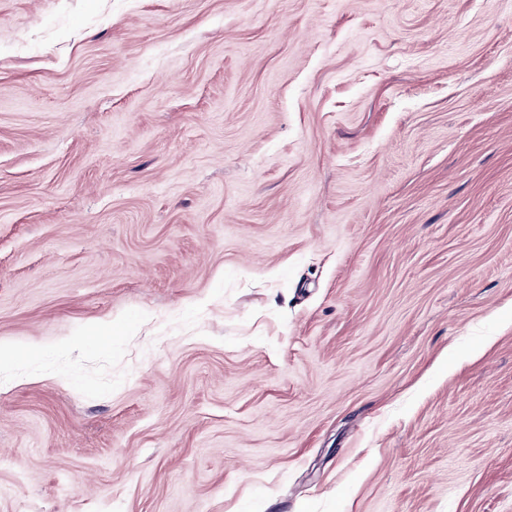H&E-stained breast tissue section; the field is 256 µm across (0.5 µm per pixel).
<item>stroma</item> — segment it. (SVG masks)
Wrapping results in <instances>:
<instances>
[{
    "instance_id": "obj_1",
    "label": "stroma",
    "mask_w": 512,
    "mask_h": 512,
    "mask_svg": "<svg viewBox=\"0 0 512 512\" xmlns=\"http://www.w3.org/2000/svg\"><path fill=\"white\" fill-rule=\"evenodd\" d=\"M0 512H512V0H0Z\"/></svg>"
}]
</instances>
